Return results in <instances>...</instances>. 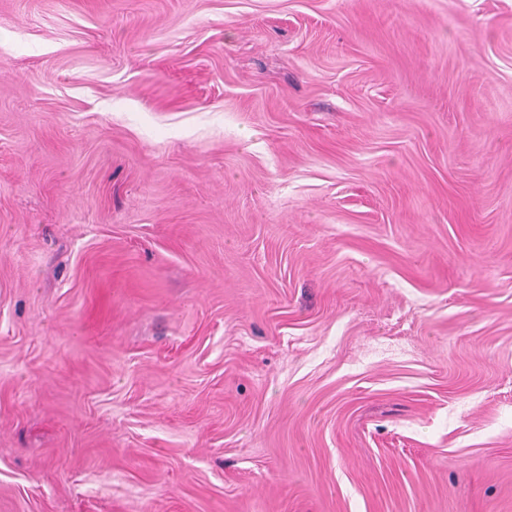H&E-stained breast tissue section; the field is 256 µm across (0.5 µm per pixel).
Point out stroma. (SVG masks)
<instances>
[{
    "instance_id": "35a3bbf8",
    "label": "stroma",
    "mask_w": 512,
    "mask_h": 512,
    "mask_svg": "<svg viewBox=\"0 0 512 512\" xmlns=\"http://www.w3.org/2000/svg\"><path fill=\"white\" fill-rule=\"evenodd\" d=\"M0 512H512V0H0Z\"/></svg>"
}]
</instances>
